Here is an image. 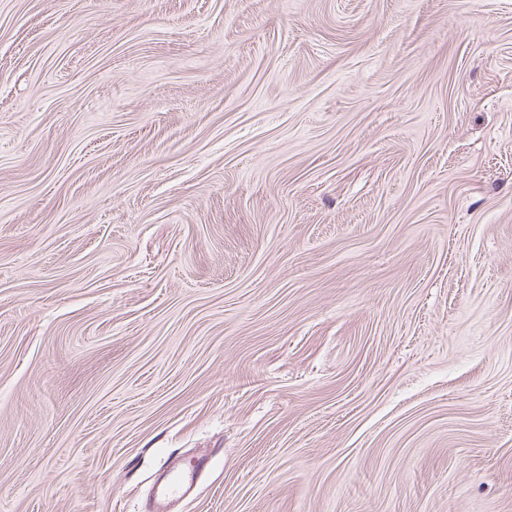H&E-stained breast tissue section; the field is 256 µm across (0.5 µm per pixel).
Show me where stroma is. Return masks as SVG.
I'll use <instances>...</instances> for the list:
<instances>
[{
    "instance_id": "35a3bbf8",
    "label": "stroma",
    "mask_w": 512,
    "mask_h": 512,
    "mask_svg": "<svg viewBox=\"0 0 512 512\" xmlns=\"http://www.w3.org/2000/svg\"><path fill=\"white\" fill-rule=\"evenodd\" d=\"M512 512V0H0V512ZM205 458H191L182 468L168 476L167 481L156 488L155 511H167L175 499L187 497L193 489L194 472L199 470Z\"/></svg>"
}]
</instances>
